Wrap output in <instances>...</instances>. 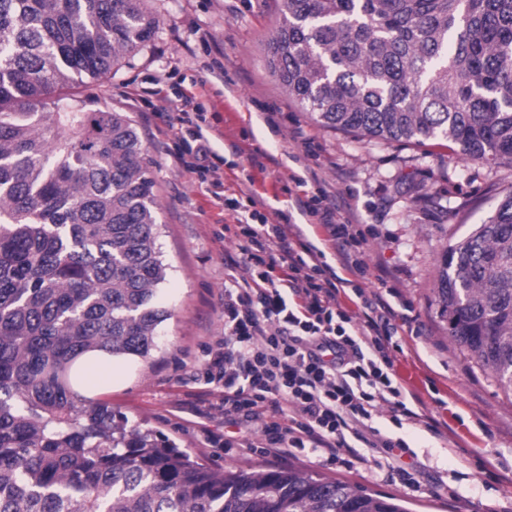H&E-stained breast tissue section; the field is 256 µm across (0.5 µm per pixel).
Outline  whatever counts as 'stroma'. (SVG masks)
Listing matches in <instances>:
<instances>
[{"mask_svg": "<svg viewBox=\"0 0 512 512\" xmlns=\"http://www.w3.org/2000/svg\"><path fill=\"white\" fill-rule=\"evenodd\" d=\"M280 5L145 0L159 19L150 48L74 90L89 109L136 120L154 161L157 244L171 266L158 298L170 313L159 350L146 360L113 361L90 395L215 470L290 468L402 497L409 512H512V393L449 338L434 294L445 249L493 213L512 168L478 166L435 144L361 140L318 127L267 65ZM185 103L201 113L210 140L217 171L205 178L176 157ZM319 189L366 237L363 288L384 281L393 290L391 357L416 416L396 430L380 412L374 427L396 431L409 450L372 454L411 473L412 489L373 468L261 453L251 423L216 408L204 376L206 352L224 334V259L241 254L237 239L219 240L216 232L260 197L266 214L292 213L305 235L328 242L325 227L298 213ZM229 199L238 210L227 209ZM228 435L237 447L225 448Z\"/></svg>", "mask_w": 512, "mask_h": 512, "instance_id": "35a3bbf8", "label": "stroma"}]
</instances>
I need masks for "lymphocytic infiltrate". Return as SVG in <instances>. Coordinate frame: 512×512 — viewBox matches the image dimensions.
Masks as SVG:
<instances>
[{
    "instance_id": "lymphocytic-infiltrate-1",
    "label": "lymphocytic infiltrate",
    "mask_w": 512,
    "mask_h": 512,
    "mask_svg": "<svg viewBox=\"0 0 512 512\" xmlns=\"http://www.w3.org/2000/svg\"><path fill=\"white\" fill-rule=\"evenodd\" d=\"M315 192L302 208L320 217L344 268L363 271L364 240ZM234 227L243 260L224 276V338L207 352L205 374L225 412L260 421L262 453L329 463L368 464L369 448L406 449L371 421L388 409L395 427L414 413L393 372L389 346L396 311L380 292L341 277L324 250L293 238L283 211L267 216L251 200ZM245 265V275L233 272ZM352 292L363 325L341 300Z\"/></svg>"
}]
</instances>
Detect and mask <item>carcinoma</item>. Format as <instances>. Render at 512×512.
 Listing matches in <instances>:
<instances>
[{
    "label": "carcinoma",
    "mask_w": 512,
    "mask_h": 512,
    "mask_svg": "<svg viewBox=\"0 0 512 512\" xmlns=\"http://www.w3.org/2000/svg\"><path fill=\"white\" fill-rule=\"evenodd\" d=\"M142 0H0V512H407L293 469L214 470L87 398L169 313L135 120L70 94L151 42ZM272 74L325 130L512 166V0H281ZM448 336L512 388V189L446 249Z\"/></svg>",
    "instance_id": "cac0c4a2"
}]
</instances>
